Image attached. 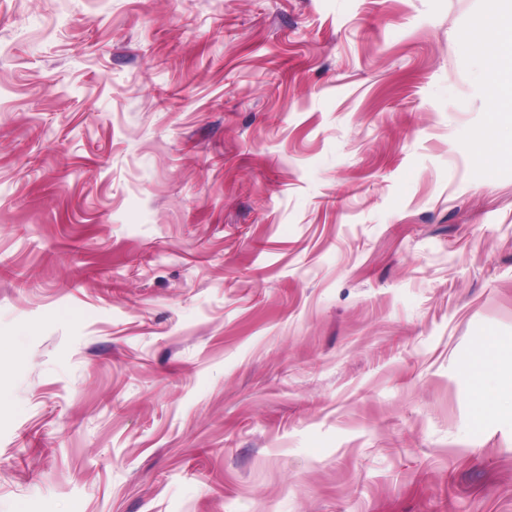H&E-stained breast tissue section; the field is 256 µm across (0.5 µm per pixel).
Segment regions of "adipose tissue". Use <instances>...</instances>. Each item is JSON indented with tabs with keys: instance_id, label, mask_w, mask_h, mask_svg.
<instances>
[{
	"instance_id": "adipose-tissue-1",
	"label": "adipose tissue",
	"mask_w": 512,
	"mask_h": 512,
	"mask_svg": "<svg viewBox=\"0 0 512 512\" xmlns=\"http://www.w3.org/2000/svg\"><path fill=\"white\" fill-rule=\"evenodd\" d=\"M465 45L483 65V88L490 109L512 100V14L494 10L467 33Z\"/></svg>"
}]
</instances>
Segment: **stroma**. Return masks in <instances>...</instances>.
<instances>
[{
	"label": "stroma",
	"mask_w": 512,
	"mask_h": 512,
	"mask_svg": "<svg viewBox=\"0 0 512 512\" xmlns=\"http://www.w3.org/2000/svg\"><path fill=\"white\" fill-rule=\"evenodd\" d=\"M490 0H0V512H512ZM474 381L477 384V423L486 410L512 414V399L506 396V391L511 387V374L501 378L497 386H487L482 376H474Z\"/></svg>",
	"instance_id": "35a3bbf8"
}]
</instances>
